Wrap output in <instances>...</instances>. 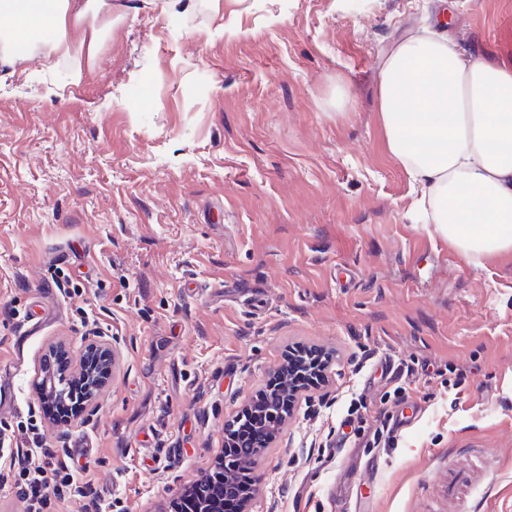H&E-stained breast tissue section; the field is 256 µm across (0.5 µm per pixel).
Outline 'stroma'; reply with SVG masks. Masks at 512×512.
Instances as JSON below:
<instances>
[{
  "instance_id": "stroma-1",
  "label": "stroma",
  "mask_w": 512,
  "mask_h": 512,
  "mask_svg": "<svg viewBox=\"0 0 512 512\" xmlns=\"http://www.w3.org/2000/svg\"><path fill=\"white\" fill-rule=\"evenodd\" d=\"M445 34L494 51L512 0H453ZM440 0H112L106 45L0 66V409L13 446L53 349L78 372L90 305L118 354L92 404L44 422L112 512H170L295 344L332 353L255 458L247 512H512V253L469 263L417 223L378 71ZM81 295L54 291L58 271ZM44 309L39 331L25 316ZM415 362L398 400L382 360ZM460 369L464 383L436 371ZM363 397L359 438L325 447ZM410 423L369 442L381 412ZM473 484L449 500V470Z\"/></svg>"
}]
</instances>
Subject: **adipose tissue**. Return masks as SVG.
<instances>
[{
  "label": "adipose tissue",
  "instance_id": "adipose-tissue-1",
  "mask_svg": "<svg viewBox=\"0 0 512 512\" xmlns=\"http://www.w3.org/2000/svg\"><path fill=\"white\" fill-rule=\"evenodd\" d=\"M0 64L37 51L94 60L112 29V0H0ZM387 149L434 225L473 264L512 252V42L475 54L446 37L404 35L379 73Z\"/></svg>",
  "mask_w": 512,
  "mask_h": 512
}]
</instances>
